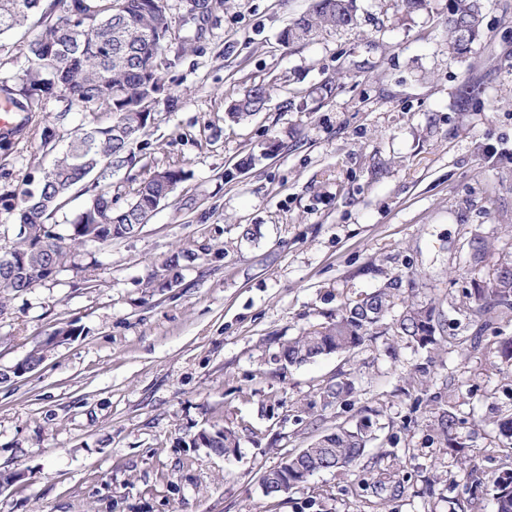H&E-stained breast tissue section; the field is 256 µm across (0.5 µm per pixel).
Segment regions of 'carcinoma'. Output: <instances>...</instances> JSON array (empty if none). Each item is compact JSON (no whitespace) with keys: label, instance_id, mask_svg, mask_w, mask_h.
I'll list each match as a JSON object with an SVG mask.
<instances>
[{"label":"carcinoma","instance_id":"obj_1","mask_svg":"<svg viewBox=\"0 0 512 512\" xmlns=\"http://www.w3.org/2000/svg\"><path fill=\"white\" fill-rule=\"evenodd\" d=\"M38 17L23 55L26 66L12 81H0V100L8 102L21 118L0 131V149L8 150L32 132L41 146L56 152L53 165L43 172L36 187L24 192L16 205L19 223L27 225L12 239L0 256V302L25 294L43 276L34 274L35 265L48 264L58 273L66 267L74 251L95 236L107 244L128 237L181 182L184 172L170 166L146 170L134 179L133 201L125 208L112 207V185L99 188L67 233L49 223L68 200L71 191L95 171L100 178L133 160L132 146L146 130L149 118L143 112L161 101H171L163 69L168 66L163 51L176 40L184 50L199 40L203 27L190 25L188 18L174 24L167 0H0V37L28 26ZM480 0H450L448 36L452 51L463 56L471 52L480 37ZM357 26L356 0H315L313 9L283 31L286 43L303 42L319 31ZM67 107L95 106L113 115L112 123L98 126L81 122L63 136L46 115L50 99ZM270 100L263 85L247 89L232 106L227 117L240 122L261 112ZM488 242L480 234L470 242V262L484 261ZM180 254L167 259L161 270L149 275V288H169L182 277ZM398 282L345 302L336 319L302 332L281 343L276 361L285 369L312 362L324 355L353 353L383 333L429 353L447 348L442 335V314L432 304L412 303L396 318L387 319L393 290ZM467 313L479 329L492 327L493 320L512 322V265L502 267L495 279L476 283L466 293ZM53 341L44 339L26 355L24 362L39 366ZM415 383L434 407L433 430L447 448L468 447L469 435L462 421L439 396L427 393L429 364L415 367ZM355 390L354 380L338 377L319 387L316 397L323 406L335 405ZM207 449L223 455L239 445L237 432L229 426L209 430ZM372 439V422L367 416L353 424L338 423L316 436L312 443L290 453L284 464L266 471L262 493L277 499L305 482L315 473L355 465ZM360 489L388 491L398 495L404 489L400 472L373 469L361 479ZM496 512H512V471L494 483Z\"/></svg>","mask_w":512,"mask_h":512}]
</instances>
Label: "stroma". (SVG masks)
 <instances>
[{"mask_svg":"<svg viewBox=\"0 0 512 512\" xmlns=\"http://www.w3.org/2000/svg\"><path fill=\"white\" fill-rule=\"evenodd\" d=\"M448 3L409 13L357 0L356 28L288 44L283 30L313 0H224L192 47L168 44L172 100L156 107L134 165L113 170L112 206L131 202L142 169L178 166L184 180L139 232L80 248L0 306L3 372L76 329L37 370L0 383V473L23 475L0 491V512H495L493 481L512 470V441L494 429L512 408V365L391 336L285 371L274 361L280 342L395 279L416 289L396 293L392 315L411 298L432 302L445 335L472 336L466 290L512 264V0H483L482 37L464 56L448 47ZM328 82L334 93L320 96ZM261 84L265 110L228 121ZM469 84L479 94L462 96ZM53 160L36 136L0 151V194ZM477 233L492 246L474 268ZM177 252L191 257L179 282L149 293V274ZM423 363L470 447L431 431L410 381ZM341 372L352 396L297 414ZM363 416L375 438L356 471L263 496L265 470ZM215 424L238 430L234 455L191 447ZM377 464L405 475L403 495L360 494Z\"/></svg>","mask_w":512,"mask_h":512,"instance_id":"obj_1","label":"stroma"}]
</instances>
